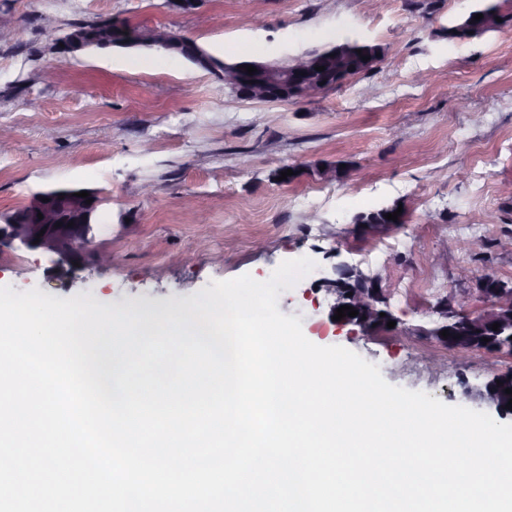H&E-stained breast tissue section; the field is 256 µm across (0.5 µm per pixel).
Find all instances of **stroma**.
Returning a JSON list of instances; mask_svg holds the SVG:
<instances>
[{
    "label": "stroma",
    "instance_id": "1",
    "mask_svg": "<svg viewBox=\"0 0 512 512\" xmlns=\"http://www.w3.org/2000/svg\"><path fill=\"white\" fill-rule=\"evenodd\" d=\"M475 0L427 15L411 0H0V214L61 185L105 192L95 250L107 263L59 269L55 254L0 250V286L88 294L119 309L185 306L211 282L268 280L286 260L314 269L278 308L316 345L344 347L395 386L485 411L477 396L512 356L459 354L417 335L438 302L476 291L483 275L512 281V24L464 41L442 32ZM58 33L112 20L166 27L228 59H275L361 38L385 54L311 102L239 100L220 71L163 52L57 54ZM345 160L337 180L315 175ZM303 169L293 183L271 179ZM404 203L405 223L354 230L360 211ZM233 234H226V227ZM474 241L470 250L449 240ZM384 279L392 331L361 335L329 318L315 286L337 264ZM472 268L470 280L457 278Z\"/></svg>",
    "mask_w": 512,
    "mask_h": 512
}]
</instances>
